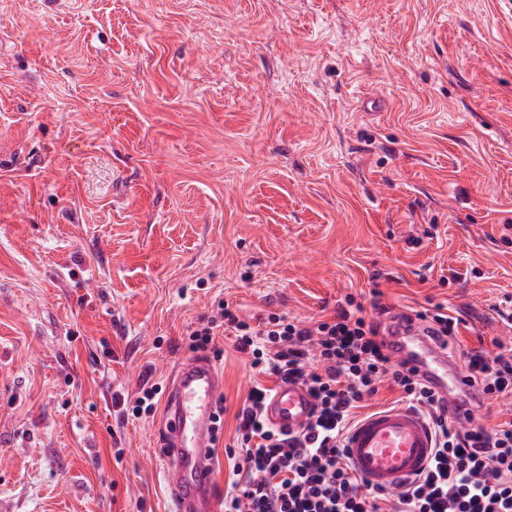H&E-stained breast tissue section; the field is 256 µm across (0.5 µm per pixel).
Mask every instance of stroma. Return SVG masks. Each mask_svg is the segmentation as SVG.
I'll use <instances>...</instances> for the list:
<instances>
[{"mask_svg": "<svg viewBox=\"0 0 512 512\" xmlns=\"http://www.w3.org/2000/svg\"><path fill=\"white\" fill-rule=\"evenodd\" d=\"M348 294L512 339V0H0V512H171L113 393Z\"/></svg>", "mask_w": 512, "mask_h": 512, "instance_id": "obj_1", "label": "stroma"}]
</instances>
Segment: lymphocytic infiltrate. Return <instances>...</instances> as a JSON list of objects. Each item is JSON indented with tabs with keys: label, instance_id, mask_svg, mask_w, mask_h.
I'll use <instances>...</instances> for the list:
<instances>
[{
	"label": "lymphocytic infiltrate",
	"instance_id": "f902f5d3",
	"mask_svg": "<svg viewBox=\"0 0 512 512\" xmlns=\"http://www.w3.org/2000/svg\"><path fill=\"white\" fill-rule=\"evenodd\" d=\"M386 312L379 304L366 315L348 296L326 319L305 324L275 313L254 326L221 304L189 333L192 352L211 353L214 330L224 326L259 374L236 414L245 465L232 469L224 512H381L386 498L392 512H512V418L490 427L473 414L467 426L449 422L434 390L386 353ZM464 365L487 396L512 400V342H498L492 354L471 350ZM268 377L301 384L314 398L312 418L300 431L266 421ZM385 382L432 422L437 445L427 470L391 497L361 485L344 448L357 409Z\"/></svg>",
	"mask_w": 512,
	"mask_h": 512
}]
</instances>
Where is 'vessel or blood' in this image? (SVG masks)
<instances>
[{"label": "vessel or blood", "mask_w": 512, "mask_h": 512, "mask_svg": "<svg viewBox=\"0 0 512 512\" xmlns=\"http://www.w3.org/2000/svg\"><path fill=\"white\" fill-rule=\"evenodd\" d=\"M395 362L417 368L444 399L448 417L464 421L471 398L480 391L447 349L433 343L419 325H391L387 336ZM222 377L210 362L196 359L180 364L167 395L161 447L169 461L165 480L173 512H216L213 491V416ZM314 400L297 383L280 384L266 407L268 421L284 431H296L313 410ZM435 448L432 424L405 405L375 410L356 421L345 440L353 471L372 488L398 491L426 469Z\"/></svg>", "instance_id": "vessel-or-blood-1"}]
</instances>
